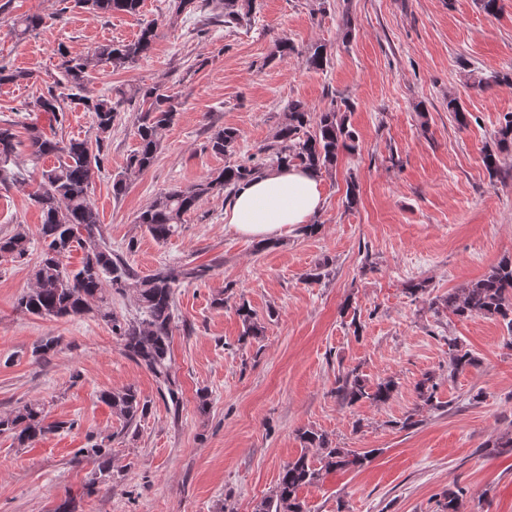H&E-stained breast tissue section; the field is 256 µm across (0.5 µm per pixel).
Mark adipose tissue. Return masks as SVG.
<instances>
[{
    "instance_id": "obj_1",
    "label": "adipose tissue",
    "mask_w": 512,
    "mask_h": 512,
    "mask_svg": "<svg viewBox=\"0 0 512 512\" xmlns=\"http://www.w3.org/2000/svg\"><path fill=\"white\" fill-rule=\"evenodd\" d=\"M323 205L315 174L298 167L279 168L239 185L224 210V223L239 236L270 241L311 223Z\"/></svg>"
}]
</instances>
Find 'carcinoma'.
<instances>
[{
  "label": "carcinoma",
  "mask_w": 512,
  "mask_h": 512,
  "mask_svg": "<svg viewBox=\"0 0 512 512\" xmlns=\"http://www.w3.org/2000/svg\"><path fill=\"white\" fill-rule=\"evenodd\" d=\"M218 12L213 19L224 20V26L241 24L251 11V0H209ZM75 6L89 13L112 15L137 14L143 0H74ZM44 24L39 14L15 18L10 30L18 39ZM157 38V26L146 23L138 36L118 44H100L93 50L72 55L60 48V84L67 93H56L49 88L27 105L28 112H44L58 127L66 122L64 98L81 101L84 109L93 114L96 127L94 140L58 139L48 136L36 123L23 124L28 135V147L33 162L53 158V164L41 169L36 188L28 193L41 213L38 236L43 251L32 271V287L21 293L16 309L30 316L64 318L84 315L92 310L110 325L124 354L149 371L158 381L161 394L169 397L173 407L180 405L179 388L169 357L174 329L175 288L186 281L202 280L209 275L211 266L165 264L142 278L118 255L104 236L100 216L90 197L91 178L104 167L107 144L112 137L120 115L119 103L106 96L92 97L86 90L93 74L102 67L125 69L147 57ZM306 64L322 69L329 64L325 45H312L306 55ZM121 98L137 107L135 135L138 146L130 155L124 171L112 178V194L123 195L131 178L148 171L155 163L160 148L159 133L174 123L178 102L161 85L138 86L121 92ZM17 121H0V186L22 187L24 182L15 170L19 145ZM238 129L219 128L210 135L208 148L217 155L230 156L235 152ZM357 135L347 116L336 107L315 112L301 100L288 104V112L277 126L272 141L263 148L264 161L247 160L232 163L191 185L170 188L152 201L136 217L135 223L158 242H164L177 230L184 215L193 212L207 199L222 195L231 199L236 188L260 173L264 166L303 167L320 174L336 167L341 152H354L358 148ZM495 149L485 152L483 163L491 175L500 172L499 155L512 150V113L507 112L493 135ZM31 238L24 225H17L9 235L0 236V258L16 261L24 258ZM82 250L80 265L70 268L66 259L75 250ZM134 290L139 316L128 319L112 311L110 298L123 296ZM435 309H444L459 318L486 317L501 320L512 335V259L498 262L488 275L456 288L448 295L431 301ZM244 337L262 335V326L255 312L246 302L236 308ZM449 375L476 365L475 357L458 341L448 340ZM396 390L389 379L373 385L366 383L353 368L336 377V398L347 406L359 402L384 404ZM437 383L434 375L426 373L416 384L421 407L436 409ZM101 402L112 413L124 419L127 425L147 411V401L130 384L119 390L105 391ZM43 405L26 403L0 415V435H7L18 446L24 447L38 437L66 427L63 421L49 422ZM304 452L289 460L282 468L272 493L256 501L253 512H304L299 490L318 484L329 471H358L367 466L376 450L359 451L338 448L326 435L313 429L299 431ZM316 449L310 458L307 449ZM466 489L450 490L439 502L440 512H459L460 501Z\"/></svg>",
  "instance_id": "obj_1"
}]
</instances>
